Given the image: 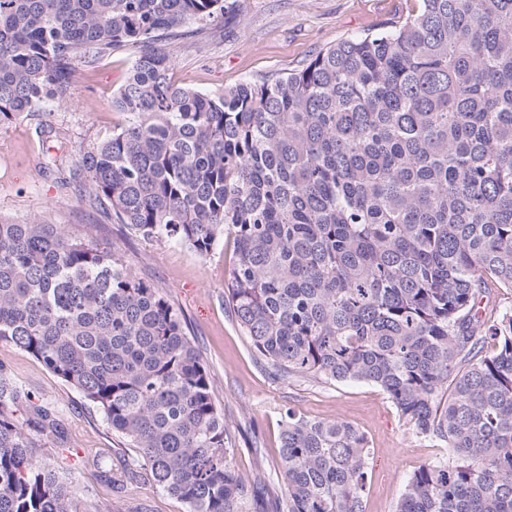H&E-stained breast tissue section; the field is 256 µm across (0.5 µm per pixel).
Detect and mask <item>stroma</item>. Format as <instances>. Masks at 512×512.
<instances>
[{"instance_id": "stroma-1", "label": "stroma", "mask_w": 512, "mask_h": 512, "mask_svg": "<svg viewBox=\"0 0 512 512\" xmlns=\"http://www.w3.org/2000/svg\"><path fill=\"white\" fill-rule=\"evenodd\" d=\"M224 14L169 39L176 84L215 93L244 81L259 82L305 63L319 49L400 16L406 0H224ZM132 52L118 48L94 67L78 65L76 98L41 105L0 128V219L35 218L67 225L94 243L112 247L141 278L163 288L187 319V333L216 382L217 404L235 448L233 464L252 481L259 446L275 483H282L280 421L286 412L338 419L370 442L365 512H393L405 484L422 464L442 458L444 444L416 436L386 395L361 382L273 379L224 303L234 248L220 239L205 256L166 241L127 240L118 225L90 208L70 184L86 149L125 121L112 96L123 83ZM0 374L37 404L57 407L58 433L37 438L38 454L74 481L82 507L111 512H187L184 502L159 491L145 474L114 492L103 471L123 473L131 461L103 414L42 362L0 342Z\"/></svg>"}]
</instances>
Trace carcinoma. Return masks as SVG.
Returning <instances> with one entry per match:
<instances>
[{"instance_id": "cac0c4a2", "label": "carcinoma", "mask_w": 512, "mask_h": 512, "mask_svg": "<svg viewBox=\"0 0 512 512\" xmlns=\"http://www.w3.org/2000/svg\"><path fill=\"white\" fill-rule=\"evenodd\" d=\"M224 0H0V125L74 96L75 64L132 49L84 153V202L128 236L234 244L224 303L277 378L380 388L448 456L395 512H512V0H415L388 29L222 93L176 84L161 42ZM0 342L102 412L189 512H364L370 444L287 412L284 488L236 471L216 384L163 289L61 224L0 221ZM448 399L441 400L443 389ZM57 411L0 375V512H81L14 419ZM486 295L481 303L486 319L493 320L505 312H512V288H498L491 284Z\"/></svg>"}]
</instances>
